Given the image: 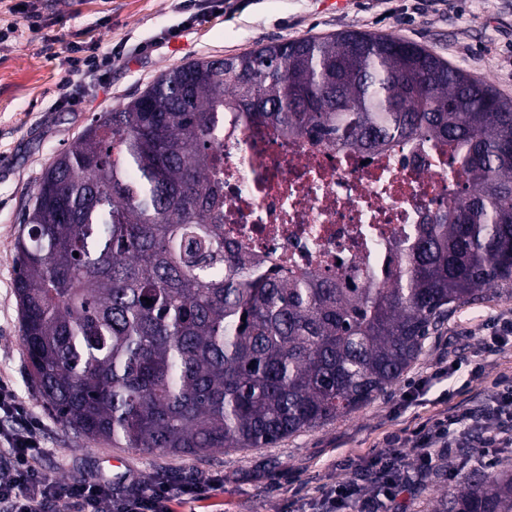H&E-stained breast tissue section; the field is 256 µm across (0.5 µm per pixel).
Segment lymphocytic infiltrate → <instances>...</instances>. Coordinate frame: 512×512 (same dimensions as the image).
I'll return each mask as SVG.
<instances>
[{
  "mask_svg": "<svg viewBox=\"0 0 512 512\" xmlns=\"http://www.w3.org/2000/svg\"><path fill=\"white\" fill-rule=\"evenodd\" d=\"M70 77L59 88V100L68 108L80 104L83 82L111 67V57L83 54L72 45ZM474 416L461 411L424 424L414 441L396 435L389 451L376 454L367 464L356 466L355 477L338 484L327 494L329 512H385L398 506L414 477L432 471L441 449L450 447L452 427L468 426ZM410 447L413 463H406L402 447ZM46 453L42 428L29 408L18 400L8 382L0 378V512H52L59 497L68 498L76 512H174L175 501L210 498L224 487L221 475L203 479L188 475L172 481L157 477L147 485H135L130 494L116 496L109 481L94 477L58 489L40 466Z\"/></svg>",
  "mask_w": 512,
  "mask_h": 512,
  "instance_id": "obj_1",
  "label": "lymphocytic infiltrate"
}]
</instances>
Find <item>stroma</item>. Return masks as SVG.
<instances>
[{
    "label": "stroma",
    "mask_w": 512,
    "mask_h": 512,
    "mask_svg": "<svg viewBox=\"0 0 512 512\" xmlns=\"http://www.w3.org/2000/svg\"><path fill=\"white\" fill-rule=\"evenodd\" d=\"M0 0V377L44 424L49 449L42 468L65 487L90 475L114 493L130 480L147 484L165 471L220 474L217 497L177 512H321L326 491L350 479L348 460L366 461L388 435L414 429L449 405L479 406L501 378L512 380V347L488 352L484 337L512 316V283L453 308L426 337L404 376L363 408L290 435L268 448L222 451L206 458L169 456L82 441L40 403L31 387L21 341L15 286V242L39 179L94 116L122 108L163 72L197 59L239 54L270 42L357 30L416 42L512 99V0H352L345 12L322 0H224V15L193 24L175 0H35L56 42L39 34ZM79 42L105 55L123 47L102 80L86 85L71 111L56 102L66 57ZM491 465L512 469L511 448L482 447L455 434L436 468L406 495L404 512H436L459 471Z\"/></svg>",
    "instance_id": "1"
}]
</instances>
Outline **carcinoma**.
Returning a JSON list of instances; mask_svg holds the SVG:
<instances>
[{"mask_svg": "<svg viewBox=\"0 0 512 512\" xmlns=\"http://www.w3.org/2000/svg\"><path fill=\"white\" fill-rule=\"evenodd\" d=\"M226 114L357 152L446 143L463 194L391 244L393 271L366 264L360 288L269 274L224 242ZM15 249L27 369L76 437L266 448L367 405L452 306L512 281V99L394 35L198 59L59 154ZM438 512H512V471L462 474Z\"/></svg>", "mask_w": 512, "mask_h": 512, "instance_id": "carcinoma-1", "label": "carcinoma"}]
</instances>
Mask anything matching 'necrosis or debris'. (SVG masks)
<instances>
[{"label":"necrosis or debris","instance_id":"4bbe7bcc","mask_svg":"<svg viewBox=\"0 0 512 512\" xmlns=\"http://www.w3.org/2000/svg\"><path fill=\"white\" fill-rule=\"evenodd\" d=\"M457 188L447 149L418 138L368 158L224 120V239L279 273H337L359 286L364 263Z\"/></svg>","mask_w":512,"mask_h":512}]
</instances>
